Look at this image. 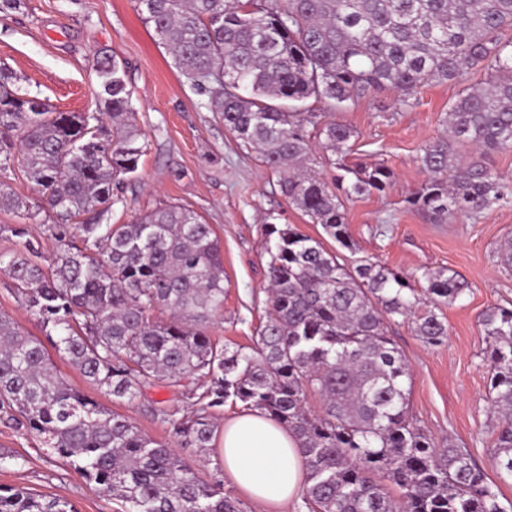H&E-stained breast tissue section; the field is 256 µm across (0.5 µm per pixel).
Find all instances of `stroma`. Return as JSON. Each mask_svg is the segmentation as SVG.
Masks as SVG:
<instances>
[{
  "mask_svg": "<svg viewBox=\"0 0 512 512\" xmlns=\"http://www.w3.org/2000/svg\"><path fill=\"white\" fill-rule=\"evenodd\" d=\"M105 52L127 65L146 144L137 173L105 221L125 224L141 213L177 205L212 226L224 264V310L207 325L217 341L251 346L266 321L265 227L270 223L319 240L348 264L366 257L414 281L440 270L466 279V293L441 309L448 325L446 343L427 345L403 322L393 324L391 334L410 368L414 420L437 447L453 443L469 449L488 480L497 482L501 501H512V481L499 480L493 462L486 338L479 323L488 308L512 307V268L502 266L496 253L512 235V203L438 224L406 202L428 179L419 161L422 147L447 136L450 104L463 88L480 83L482 74L432 82L405 105L396 94L381 92L341 113L355 131L350 164H382L394 173L386 192L346 201L353 243L347 250L289 203L278 175L255 152L240 147L216 114L200 104L136 0H23L19 9L0 14V66L18 76L22 92L52 110L101 111L94 62ZM54 362L72 387L129 418L146 435L174 443L170 425L147 410L152 400L176 405L171 388L160 383L146 397L121 403L101 393L64 357L55 356ZM0 451L10 455L0 463V486L66 499L78 512H115L111 497L25 430L0 421ZM179 455L202 480L221 483L225 494L238 497L215 451L183 448Z\"/></svg>",
  "mask_w": 512,
  "mask_h": 512,
  "instance_id": "35a3bbf8",
  "label": "stroma"
}]
</instances>
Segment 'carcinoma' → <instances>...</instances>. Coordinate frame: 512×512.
<instances>
[{"instance_id":"obj_1","label":"carcinoma","mask_w":512,"mask_h":512,"mask_svg":"<svg viewBox=\"0 0 512 512\" xmlns=\"http://www.w3.org/2000/svg\"><path fill=\"white\" fill-rule=\"evenodd\" d=\"M138 9L201 103L341 246L352 248L344 199L392 182L381 164H348L354 130L336 118L372 92L398 91L404 103L432 80L484 69L485 86L463 89L448 110L451 138L423 147L430 179L407 203L445 222L508 199L487 158L512 148V42L502 41L512 0H138ZM94 71L103 111L55 112L0 67V173L18 165L57 217L50 259L29 232L40 210L0 179V208L21 219L0 226L16 238L0 269L43 328V337L27 336L0 313V416L122 512H244L170 446L72 387L52 347L114 400L133 402L161 381L174 388L191 411H148L184 448L215 447L229 399L265 412L302 450L309 512H512L468 449L436 447L409 416L410 372L390 336L399 318L424 343L441 344V307L465 293L466 280L425 273L418 288L369 259L350 269L319 241L269 224L267 320L252 348L215 342L205 325L224 306V266L211 225L174 205L102 223L145 144L124 63L105 53ZM313 136L343 171L330 182L305 171ZM163 309L167 322L154 317ZM480 325L494 462L512 479V308L488 309ZM312 391L319 413L307 407ZM0 512L77 509L0 486Z\"/></svg>"}]
</instances>
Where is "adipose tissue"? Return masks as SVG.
I'll list each match as a JSON object with an SVG mask.
<instances>
[{"instance_id":"obj_1","label":"adipose tissue","mask_w":512,"mask_h":512,"mask_svg":"<svg viewBox=\"0 0 512 512\" xmlns=\"http://www.w3.org/2000/svg\"><path fill=\"white\" fill-rule=\"evenodd\" d=\"M225 474L263 512H279L306 487V469L294 435L258 410L225 421L218 436Z\"/></svg>"}]
</instances>
